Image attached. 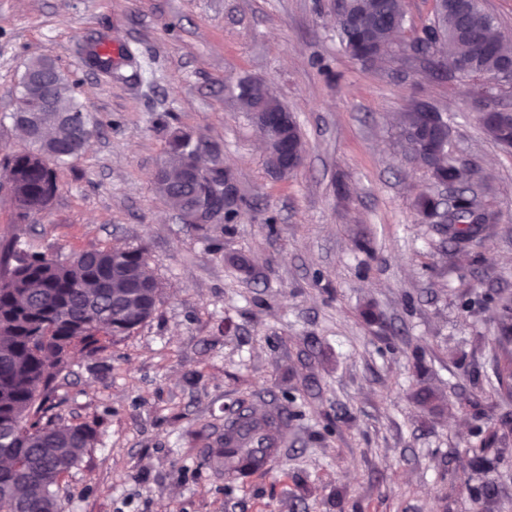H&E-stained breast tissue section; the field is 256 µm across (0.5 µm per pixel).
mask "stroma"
<instances>
[{
  "mask_svg": "<svg viewBox=\"0 0 512 512\" xmlns=\"http://www.w3.org/2000/svg\"><path fill=\"white\" fill-rule=\"evenodd\" d=\"M101 36L134 49L137 67L110 79L90 68ZM36 57L77 81L96 132L58 167L45 211L18 221L0 193V239L141 245L162 285L152 317L101 359L72 351L57 412L99 438L66 476L60 512H512V392L496 379L512 149L472 106L486 78L351 57L332 0H0L2 151L25 145L8 114ZM248 78L301 127L293 173L266 164L237 99ZM418 101L447 113L473 190L500 215L460 247L415 206L434 190L400 136ZM169 126L231 169L236 223L198 235L157 192ZM241 404L288 422L279 457L237 480L199 461Z\"/></svg>",
  "mask_w": 512,
  "mask_h": 512,
  "instance_id": "35a3bbf8",
  "label": "stroma"
}]
</instances>
